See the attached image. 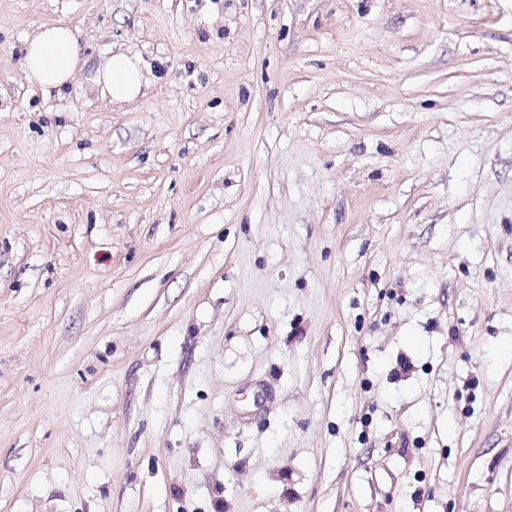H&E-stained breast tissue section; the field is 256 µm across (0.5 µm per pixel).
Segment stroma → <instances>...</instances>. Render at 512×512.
<instances>
[{
  "label": "stroma",
  "instance_id": "1",
  "mask_svg": "<svg viewBox=\"0 0 512 512\" xmlns=\"http://www.w3.org/2000/svg\"><path fill=\"white\" fill-rule=\"evenodd\" d=\"M0 512H512V0H0ZM83 64L76 35L67 24L43 25L26 42L23 72L27 82L35 87H67ZM93 85L112 103H129L148 85L141 60L128 52L115 51L101 58Z\"/></svg>",
  "mask_w": 512,
  "mask_h": 512
}]
</instances>
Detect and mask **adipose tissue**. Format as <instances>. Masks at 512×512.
Returning a JSON list of instances; mask_svg holds the SVG:
<instances>
[{"mask_svg":"<svg viewBox=\"0 0 512 512\" xmlns=\"http://www.w3.org/2000/svg\"><path fill=\"white\" fill-rule=\"evenodd\" d=\"M83 64L81 48L68 25H44L26 43L23 72L27 82L35 87H66ZM147 84L140 59L124 51L101 58L93 76L94 87L119 104L138 98Z\"/></svg>","mask_w":512,"mask_h":512,"instance_id":"obj_1","label":"adipose tissue"}]
</instances>
